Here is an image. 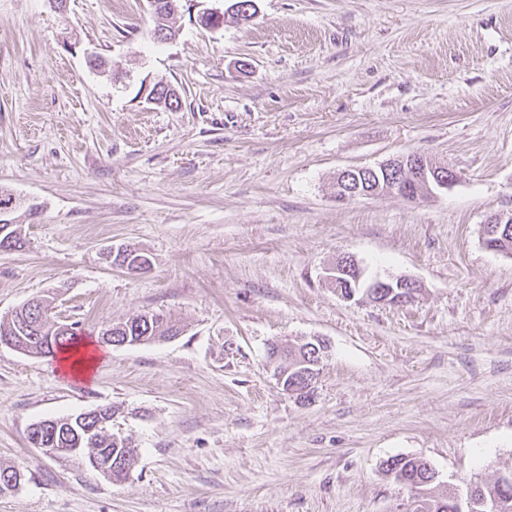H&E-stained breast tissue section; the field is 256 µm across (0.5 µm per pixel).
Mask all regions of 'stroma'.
<instances>
[{
    "mask_svg": "<svg viewBox=\"0 0 512 512\" xmlns=\"http://www.w3.org/2000/svg\"><path fill=\"white\" fill-rule=\"evenodd\" d=\"M256 3L217 31L181 13L160 42L147 0H0V189L24 241L0 251V316L53 293L99 355L82 381L0 344V464L25 474L0 512H411L392 457L441 493L512 470V252L482 238L512 213V0ZM158 81L177 109L146 103ZM412 152L456 182L337 200L341 169ZM125 246L149 267L107 260ZM344 254L419 293L342 298ZM148 311L180 334L99 343ZM315 339L305 401L266 352ZM106 406L137 450L124 482L27 439ZM354 267H360L358 261L351 255H343L338 259L336 265L334 264L327 269L326 279L328 282H331L336 287V291L347 300L353 298L354 295L347 296L342 294L340 291V283L344 281L345 277L350 274V269Z\"/></svg>",
    "mask_w": 512,
    "mask_h": 512,
    "instance_id": "stroma-1",
    "label": "stroma"
}]
</instances>
